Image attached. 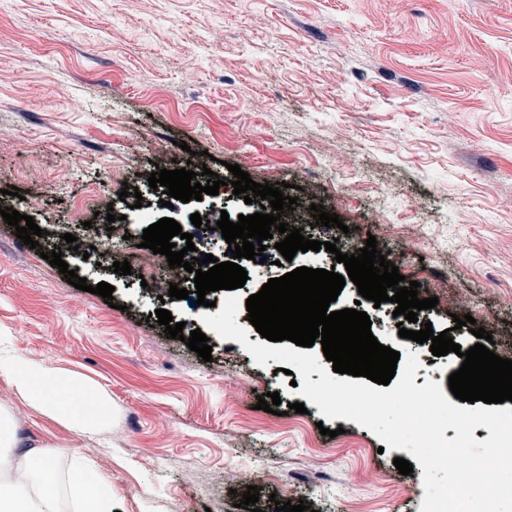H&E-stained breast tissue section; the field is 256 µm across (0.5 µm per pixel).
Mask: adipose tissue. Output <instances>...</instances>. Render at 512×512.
Segmentation results:
<instances>
[{"mask_svg": "<svg viewBox=\"0 0 512 512\" xmlns=\"http://www.w3.org/2000/svg\"><path fill=\"white\" fill-rule=\"evenodd\" d=\"M14 393L70 430L89 435L109 424L112 399L101 388L19 357H0ZM11 409L0 406V512H112V489L76 450L40 443L23 449Z\"/></svg>", "mask_w": 512, "mask_h": 512, "instance_id": "1", "label": "adipose tissue"}]
</instances>
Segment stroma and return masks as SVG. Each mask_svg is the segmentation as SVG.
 <instances>
[{
  "mask_svg": "<svg viewBox=\"0 0 512 512\" xmlns=\"http://www.w3.org/2000/svg\"><path fill=\"white\" fill-rule=\"evenodd\" d=\"M195 151L223 194L162 206L139 168L180 169ZM232 164L254 182L288 183L299 204L287 223L313 204L343 220L311 239L349 253L372 235L400 257L419 298L438 300L417 328L451 330L466 350L477 339L453 319L471 315L512 360V0H0V207L45 231L33 249L0 220V356L84 377L112 398L111 425L80 436L0 377L22 435L99 467L112 512H251L240 504L247 479L260 512L279 501L420 512L422 467L405 476L393 464L408 451L312 403L303 414L256 409L270 392L298 402L300 373L256 365L244 343L215 334L206 362L150 325L161 307L189 331L207 312L169 297L147 271L152 250L127 276L66 250L102 193L142 236L136 199L116 197L125 186L181 224L195 208L213 222L260 211L234 195ZM58 248L88 284L114 286L113 303L44 260ZM262 256L243 263L241 299L299 267L345 271L325 250ZM354 307L383 345L429 352L349 281L331 308Z\"/></svg>",
  "mask_w": 512,
  "mask_h": 512,
  "instance_id": "35a3bbf8",
  "label": "stroma"
}]
</instances>
